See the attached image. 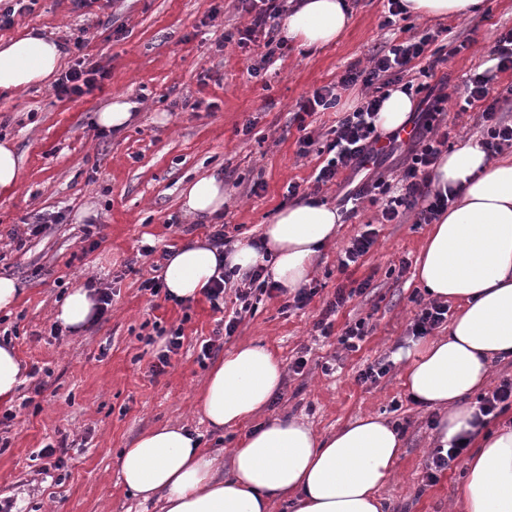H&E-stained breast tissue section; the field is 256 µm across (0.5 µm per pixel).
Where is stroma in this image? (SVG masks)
Wrapping results in <instances>:
<instances>
[{
    "mask_svg": "<svg viewBox=\"0 0 512 512\" xmlns=\"http://www.w3.org/2000/svg\"><path fill=\"white\" fill-rule=\"evenodd\" d=\"M349 2L352 21L339 41L287 46L255 78L247 68L257 54L223 39L251 20L241 0H90L81 8L74 0H36L0 29V42L39 32L69 43L62 69L86 60L106 73L80 96L57 97L47 84L0 97V140H12L22 158L19 185L0 194V276L24 287L13 308L0 310V337L26 367L40 369L12 404H0L1 412L18 413L0 433V498L13 499L17 512H159L130 497L117 458L144 431L174 422L193 429L204 448H234L247 426L213 431L199 397L214 361L243 343L267 347L284 367L266 417H299L322 436L366 413L403 425V454L380 489L385 512H463L456 494L466 477L462 461L451 462L435 484L426 480L432 412L403 387L402 363L377 382L357 379L360 370L410 344L409 324L425 299L416 268L429 231L414 214L384 224L380 204L363 202L322 250L310 280L318 292L305 307L289 306L284 294L263 297L202 362L199 345L221 327L222 312L202 295L179 305L140 289L153 275L143 246L171 251L209 240L218 225L235 242L258 238L288 205L292 183L301 195L337 205L341 188H314L311 177L328 129L361 104L365 91H344L335 108L303 120L301 98L336 83L349 66H369L389 39L429 29L458 49L441 68L451 94L465 74L485 69L497 32L512 28V0H482L480 12L468 17L410 16L396 32L380 27L387 0ZM82 27L89 40L78 45ZM117 93L141 108L124 130L101 133L93 116ZM304 133L315 144L303 156ZM206 173L223 179L229 201L212 220L195 221L183 214L180 193ZM35 223L43 229L33 235L28 227ZM89 224L96 227L90 238ZM368 226L376 232L374 245L339 272L341 251ZM402 261L406 269L394 273ZM352 280L370 286L336 312L334 329L355 317L369 325L359 350L349 352L335 336H315L313 324L338 285ZM87 283L111 289L108 312L81 334L51 336L55 304ZM157 322L182 326L185 339L166 373L155 377V348L144 338ZM300 356L308 362L297 374L291 366ZM63 436L70 449L59 472L38 452Z\"/></svg>",
    "mask_w": 512,
    "mask_h": 512,
    "instance_id": "obj_1",
    "label": "stroma"
}]
</instances>
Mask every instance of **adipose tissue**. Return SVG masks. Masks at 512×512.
Listing matches in <instances>:
<instances>
[{"instance_id":"adipose-tissue-1","label":"adipose tissue","mask_w":512,"mask_h":512,"mask_svg":"<svg viewBox=\"0 0 512 512\" xmlns=\"http://www.w3.org/2000/svg\"><path fill=\"white\" fill-rule=\"evenodd\" d=\"M350 20L347 0H294L280 34L321 47L335 43ZM62 56L55 39L35 32L1 45L0 93L46 83ZM432 185L460 192L432 224L417 277L430 298L456 303L458 311L447 335L399 353L402 381L415 401L437 410L438 446L463 433L472 437L458 489L465 512H512V424L483 431L471 402L494 361L512 358V160H487L480 142L470 140L441 158ZM181 199L186 214L217 215L226 202L224 182L202 175L184 186ZM340 221L336 208L320 200L290 203L264 226V249L239 242L224 254L192 241L174 250L165 286L176 298H195L226 264L244 273L262 265L283 287H301ZM53 316L82 331L95 319L89 289H73ZM281 379L280 360L263 346L244 344L225 355L208 373L201 408L217 430L252 423L231 459L201 448L187 427L167 424L122 449L125 487L142 502L160 504L161 512H271L279 499L289 512H384L379 488L403 453L395 426L368 414L319 436L295 418L259 422Z\"/></svg>"}]
</instances>
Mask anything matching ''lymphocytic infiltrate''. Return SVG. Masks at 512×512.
Here are the masks:
<instances>
[{"label": "lymphocytic infiltrate", "instance_id": "lymphocytic-infiltrate-1", "mask_svg": "<svg viewBox=\"0 0 512 512\" xmlns=\"http://www.w3.org/2000/svg\"><path fill=\"white\" fill-rule=\"evenodd\" d=\"M249 12L253 17L249 25L238 30L236 42L240 48H249L257 35H264L267 51L260 63L251 65L252 76H259L263 63L269 62L277 50L283 49V41L277 40L275 33L279 27L284 5L282 0H249ZM434 34L426 33L419 38L405 41L390 40L372 58L370 67H349L337 83L318 88L299 103L304 114L325 111L336 106L343 91L355 86L382 88L402 83L411 70V63L417 58H425L421 69L422 83L417 91L423 92L421 110L414 121L416 134L409 142L410 160L402 171L397 184H390L384 176L377 175L366 179L359 187L346 190L339 203L345 208L346 217H353L355 206L363 198L383 201L381 211L383 223H400L406 212H413L417 223L430 224L437 220L448 208L450 198L433 190L431 175L448 144L449 134L442 131V116L447 110L448 97L445 94L427 93L425 79L435 77L440 65L448 55L436 48ZM492 54L496 60L494 70L476 72L464 81L459 96L460 110H468L474 105H482L481 144L487 156H495L505 149L512 148V123L500 116V103L503 94L512 95V86L506 90L495 88L497 73L512 70V29L500 32L494 41ZM384 101L382 94L365 99L361 105L341 118L331 133L333 138L327 146L328 158L316 170L315 187L336 183L343 172L359 173L381 155H390L401 143L399 134L381 138L375 119Z\"/></svg>", "mask_w": 512, "mask_h": 512}]
</instances>
